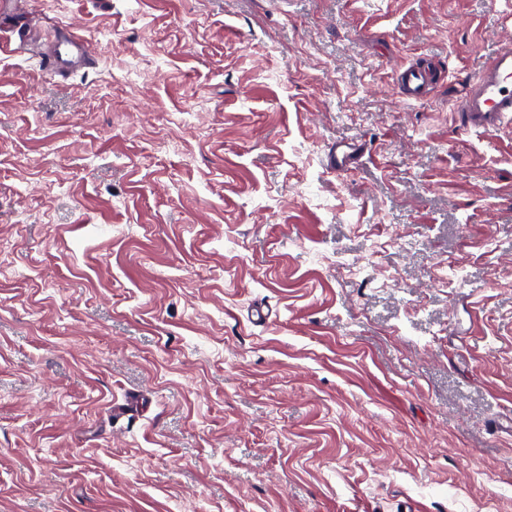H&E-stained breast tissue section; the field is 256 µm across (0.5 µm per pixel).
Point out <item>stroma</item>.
I'll list each match as a JSON object with an SVG mask.
<instances>
[{"instance_id":"stroma-1","label":"stroma","mask_w":512,"mask_h":512,"mask_svg":"<svg viewBox=\"0 0 512 512\" xmlns=\"http://www.w3.org/2000/svg\"><path fill=\"white\" fill-rule=\"evenodd\" d=\"M26 2L95 63L0 26V512H512V0ZM94 54L89 43L71 28H55L42 48L41 67L55 79H65L70 74L89 67ZM467 127L494 131L512 116V46L496 52L455 99ZM434 77L429 67L410 65L396 74L395 83L402 99L420 101L430 95Z\"/></svg>"}]
</instances>
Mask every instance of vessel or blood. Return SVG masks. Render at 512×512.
Masks as SVG:
<instances>
[{
    "instance_id": "b4317fda",
    "label": "vessel or blood",
    "mask_w": 512,
    "mask_h": 512,
    "mask_svg": "<svg viewBox=\"0 0 512 512\" xmlns=\"http://www.w3.org/2000/svg\"><path fill=\"white\" fill-rule=\"evenodd\" d=\"M94 54L89 43L71 28L53 29L42 48L41 67L55 79L89 67ZM435 74L425 66H409L399 71L395 83L402 99L420 101L427 98ZM466 126L485 131L498 129L512 116V46L504 45L468 82L455 101Z\"/></svg>"
}]
</instances>
